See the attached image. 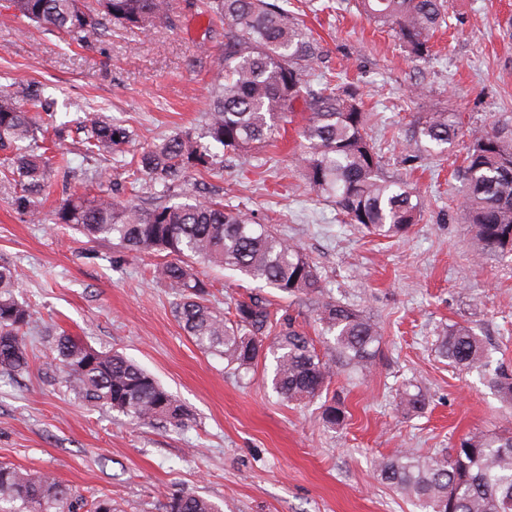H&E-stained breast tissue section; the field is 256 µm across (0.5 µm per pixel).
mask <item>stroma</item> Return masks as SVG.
Instances as JSON below:
<instances>
[{
    "mask_svg": "<svg viewBox=\"0 0 512 512\" xmlns=\"http://www.w3.org/2000/svg\"><path fill=\"white\" fill-rule=\"evenodd\" d=\"M171 26H113L89 44L13 17L0 0V90L37 83L55 100L68 131L61 145L83 183L126 181L133 156L176 132L201 134L211 90L224 65V27L196 0H175ZM322 53L316 71L355 86L368 114L383 174L409 182L424 203L406 237L381 239L343 223L294 163L304 122L295 112L276 146L228 156L216 170L187 173V194L223 195L298 243L317 266L325 299L376 322L383 343L368 377L336 367L330 393L348 420L331 430L321 403L281 401L270 365L246 374L199 349L182 329L168 288L154 277L157 256L87 238L51 221L66 186L53 173L29 223L0 182V261L17 269L18 298L30 305L28 371L0 372V462L48 473L84 501L109 495L115 512H165L171 495L193 492L222 512H414L377 478L375 460L402 449L452 447L475 429L512 430V410L477 374L438 356L446 326H470L512 374V255L477 258L463 221L464 183L455 175L473 131L512 129V0H452L432 54L410 58L399 41L338 0H287ZM456 113L460 134L440 155L410 161L406 139L432 110ZM101 112L134 132L112 157L83 161L79 119ZM218 309L259 294L289 301L235 272L195 263ZM67 333L99 351L115 350L146 369L187 412L183 424H131L91 407L68 389L53 360ZM419 387L422 412L400 394Z\"/></svg>",
    "mask_w": 512,
    "mask_h": 512,
    "instance_id": "1",
    "label": "stroma"
}]
</instances>
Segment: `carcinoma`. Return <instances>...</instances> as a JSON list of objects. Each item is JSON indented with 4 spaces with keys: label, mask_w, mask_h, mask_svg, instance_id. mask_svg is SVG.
<instances>
[{
    "label": "carcinoma",
    "mask_w": 512,
    "mask_h": 512,
    "mask_svg": "<svg viewBox=\"0 0 512 512\" xmlns=\"http://www.w3.org/2000/svg\"><path fill=\"white\" fill-rule=\"evenodd\" d=\"M19 18L72 39L102 34L118 24L146 31L172 21V0H8ZM450 0H355V7L390 28L410 56L431 55L432 33L446 23ZM200 8L224 21V76L216 83L205 116L204 140L176 133L144 151L129 169L134 186L142 174L162 187L150 209L121 205L105 190L94 196L67 195L55 223L94 239L115 240L131 252L166 253L170 260L155 268L175 297V312L188 336L202 350L218 352L236 371H249L272 354V390L288 402L312 401L328 391L334 370L313 340L297 326V316L271 310L259 295L234 303L224 314L209 303L208 285L191 261L200 259L231 269L244 278L302 301L320 292L316 265L301 247L274 227L255 222L237 206L202 196H181L179 177L188 171L211 172L219 165L212 145L245 156L257 144L276 140L295 107L307 112L302 126L303 150L296 162L311 187L331 199L348 223L367 235L401 238L418 223L423 203L404 181L386 179L367 132V113L357 89L336 86L325 75L322 88H310L318 58L311 39L288 11L269 0H201ZM23 98L42 116L23 111L14 93L0 92V180L13 186L12 204L32 223L42 222L38 197L53 172L46 134L64 138L53 103L29 84ZM86 158L110 155L131 140L128 128L101 112L80 121ZM458 135L453 112L424 113L407 141V157L448 148ZM460 174L467 188L465 219L477 257L512 254V143L499 131H477ZM15 269L0 263V371L19 373L29 367L26 330L33 313L17 299ZM321 332L333 340L336 359L361 373L372 372L382 340L380 327L349 306L317 301L311 308ZM272 344L265 345L268 338ZM54 361L71 389L91 406H105L141 424L179 425L181 404L145 369L117 351H98L72 336L55 338ZM437 351L448 363L475 371L512 407V374L490 369L487 342L464 324L443 330ZM410 412L424 410L421 391L402 392ZM322 419L330 428L346 419L336 397L323 402ZM380 480L413 501L420 512H512V431L466 433L455 447L431 455L404 449L378 459ZM112 498L91 503L50 475H32L0 463V512H99ZM166 512H221L191 493L170 498Z\"/></svg>",
    "instance_id": "obj_1"
}]
</instances>
